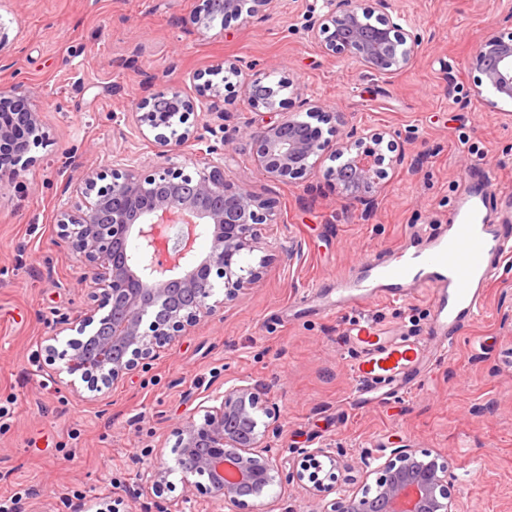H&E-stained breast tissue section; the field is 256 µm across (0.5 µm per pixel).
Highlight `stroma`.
Instances as JSON below:
<instances>
[{"label":"stroma","instance_id":"stroma-1","mask_svg":"<svg viewBox=\"0 0 512 512\" xmlns=\"http://www.w3.org/2000/svg\"><path fill=\"white\" fill-rule=\"evenodd\" d=\"M421 37L413 65L389 78L327 55L303 31L322 0H278L270 17L204 29L197 0H0V84L29 94L46 138L19 174L0 180V498L18 512H86L117 491L146 512L154 496L140 475L175 423L208 391L246 380L280 409L276 448H333L362 481L384 449L408 444L451 456V491L465 512H512V264L486 291L485 313L463 326L423 386L350 412L346 328L377 324L424 332L426 296L334 311L336 280L444 224L473 159L469 136L499 185L512 186V115L472 92L468 60L491 27L512 28V0H390ZM242 70L211 106L213 145L228 179L275 201L265 225L273 259L262 280L166 347L149 372L115 384L104 401L74 395L39 356L59 315L81 311L78 262L57 243L55 216L84 172L134 160L157 163L131 112L143 98L196 74L221 82L225 61ZM268 73L304 89L353 127L386 132L381 153L400 150L369 211L345 205L324 160L313 178L280 183L259 171L243 128L255 114L241 87ZM322 288L323 298L306 300Z\"/></svg>","mask_w":512,"mask_h":512}]
</instances>
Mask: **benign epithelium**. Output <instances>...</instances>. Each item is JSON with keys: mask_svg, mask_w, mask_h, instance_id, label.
I'll return each mask as SVG.
<instances>
[{"mask_svg": "<svg viewBox=\"0 0 512 512\" xmlns=\"http://www.w3.org/2000/svg\"><path fill=\"white\" fill-rule=\"evenodd\" d=\"M200 0L196 23L207 27L264 16L273 0ZM326 11L311 16L305 35L324 52L352 59L375 76L388 78L415 60L420 35L406 29L404 16L388 10L387 0H324ZM478 73L473 92L498 108L512 101V31L494 30L479 42L469 62ZM243 88L252 107L270 115L249 124L253 159L268 178L298 183L313 178L325 153L337 161L331 170L338 194L370 209L387 176L379 147L386 131L347 129L342 113L308 100L307 113L319 125L289 111L269 76L247 78ZM198 97L170 89L177 111L165 118L152 109L153 98L137 104L135 122L144 138H153L163 162L149 173L115 162L109 171H87L78 182V201L56 215L57 238L79 262L87 287L85 307L72 319L59 317L44 337L45 361L66 374L67 387L96 401L115 382L148 372L162 350L213 318L263 278L267 256L248 258L261 249L262 226L277 223L274 202L224 175V153L210 144L212 131L198 110L220 95L206 80ZM42 141L39 113L27 97L0 85V153L19 162ZM197 147L203 162L193 171L169 162L170 152ZM211 245L196 257L202 235ZM222 280L224 298H215L214 280ZM175 428L174 465L158 458L143 479L161 495L176 471L183 502L206 498L215 512H275L273 490L298 485L316 503L313 512H463L450 490L454 460L406 444L392 448L369 474L372 484L353 489L329 448H292L300 466L288 464L284 450L273 449L279 412L252 384L215 390ZM200 418H195V415ZM329 471H324V467ZM95 512H131L118 492L97 500Z\"/></svg>", "mask_w": 512, "mask_h": 512, "instance_id": "7a95c632", "label": "benign epithelium"}]
</instances>
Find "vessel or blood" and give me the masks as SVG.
<instances>
[{"label":"vessel or blood","instance_id":"b4317fda","mask_svg":"<svg viewBox=\"0 0 512 512\" xmlns=\"http://www.w3.org/2000/svg\"><path fill=\"white\" fill-rule=\"evenodd\" d=\"M464 181L469 190L449 212L445 232L422 233L418 249L402 242L385 259L362 260L358 274L341 280L336 291L340 308L423 292L432 308L425 340L371 325L344 331V341L357 349L350 366L354 389L348 406L417 389L447 355L459 328L482 315L486 288L502 262L512 259V223L490 221L492 212L512 205V188L493 186L489 171L480 164L465 171Z\"/></svg>","mask_w":512,"mask_h":512}]
</instances>
